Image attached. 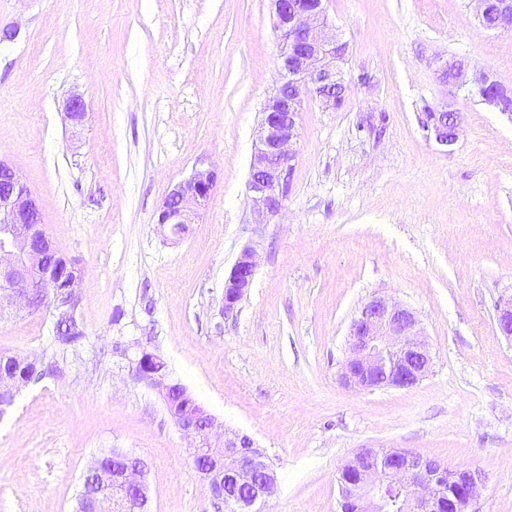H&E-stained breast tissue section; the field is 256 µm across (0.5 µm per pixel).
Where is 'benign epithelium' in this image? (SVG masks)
I'll return each mask as SVG.
<instances>
[{"label":"benign epithelium","instance_id":"benign-epithelium-1","mask_svg":"<svg viewBox=\"0 0 512 512\" xmlns=\"http://www.w3.org/2000/svg\"><path fill=\"white\" fill-rule=\"evenodd\" d=\"M479 23L490 30L512 33V0H472ZM274 28L279 41V83L267 98L258 146L250 166L248 192L258 213L273 218L282 212L288 196L297 150L298 118L304 100L315 99L326 109L342 104L345 91L340 62L347 44L340 41L328 21L323 0H271ZM439 76L452 87L472 85L489 90L485 102L512 117L504 101L512 89L487 73L468 76V64L448 59ZM432 112L422 126L445 146L454 145L461 129V113ZM218 175L213 168H198L187 181L176 185L163 201L158 226L173 238L183 236L194 223L199 208L209 200ZM257 259L254 250H241L224 283V314L233 313L252 286ZM78 261L59 253L41 222L31 190L15 168L0 158V316L5 310L33 313L45 309L54 320L55 333L66 336L64 325L75 320L82 296ZM495 323L499 333L512 340V297L498 301ZM161 357L142 350L134 361V375L156 389L164 402L180 388L190 400L185 412L169 414L183 434L192 440L196 472L211 495L224 480L221 501L228 512H256L269 497L276 477L267 456L248 435L219 427L215 418L173 381L160 374ZM432 357L422 339L421 322L407 305L385 295L365 302L353 319L348 335V355L341 365L340 382L347 388L373 391L409 389L429 372ZM38 362L15 355L0 356V385L12 405L22 386L40 381ZM121 464L108 470L96 463L89 472L98 487L96 499L80 505L90 512H148L149 493L143 462L128 452L113 449ZM357 492L354 512H387L384 491L395 487L405 493L409 512H474L471 506L485 483L484 474L470 467L444 468L441 463L403 449L388 451L361 448L339 469L340 495L347 478Z\"/></svg>","mask_w":512,"mask_h":512}]
</instances>
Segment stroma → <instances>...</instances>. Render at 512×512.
<instances>
[{"label": "stroma", "instance_id": "stroma-1", "mask_svg": "<svg viewBox=\"0 0 512 512\" xmlns=\"http://www.w3.org/2000/svg\"><path fill=\"white\" fill-rule=\"evenodd\" d=\"M347 53L343 104L307 100L280 216L247 180L279 80L269 0H0V157L27 183L57 248L82 268L85 338L61 376L0 417V512H75L101 451L140 458L152 512H218L189 441L132 361L158 351L277 477L262 512H339L359 448H402L482 470L475 512H512V119L443 83L454 56L512 86V34L471 0H326ZM86 104L72 124L67 102ZM462 125L445 147L425 108ZM219 174L180 239L157 217L200 167ZM253 284L233 314L224 282L244 247ZM411 307L433 365L416 386L341 385L350 324L372 295ZM54 348L48 313L0 317V352Z\"/></svg>", "mask_w": 512, "mask_h": 512}]
</instances>
